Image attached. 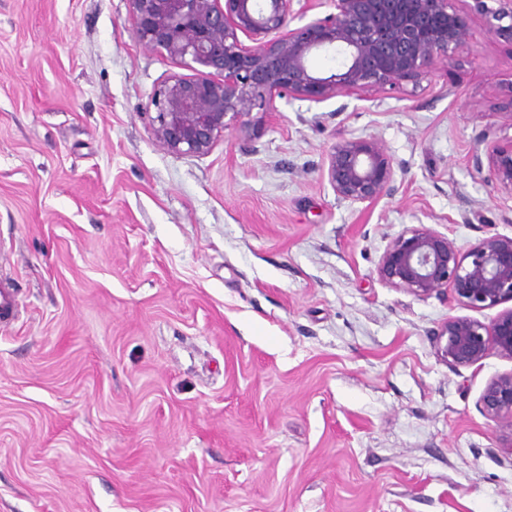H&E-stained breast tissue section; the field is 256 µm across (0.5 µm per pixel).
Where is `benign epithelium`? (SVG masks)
Segmentation results:
<instances>
[{"label": "benign epithelium", "instance_id": "1", "mask_svg": "<svg viewBox=\"0 0 512 512\" xmlns=\"http://www.w3.org/2000/svg\"><path fill=\"white\" fill-rule=\"evenodd\" d=\"M326 3L333 11L292 28L290 19ZM137 39L186 73L171 74L145 113L152 136L167 152L201 156L253 111L275 100L321 102L341 94L382 93L418 86L439 65L451 67L468 41L470 13L489 15V35L512 44V0H127ZM300 3L294 9V3ZM509 19L504 25L502 21ZM334 50L343 69L323 76L312 54ZM475 174L512 195V139L493 128L476 139ZM488 174H483V171ZM325 174L336 196L372 203L395 191L392 159L374 135L335 143ZM376 273L384 285L427 297L446 290L475 310L512 302V236L490 235L461 252L448 235L423 224L396 235ZM441 353L454 368L469 367L491 350L512 359V308L485 323L450 317ZM482 411L512 431V373L490 380Z\"/></svg>", "mask_w": 512, "mask_h": 512}]
</instances>
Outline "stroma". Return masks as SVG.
Here are the masks:
<instances>
[{
    "label": "stroma",
    "instance_id": "35a3bbf8",
    "mask_svg": "<svg viewBox=\"0 0 512 512\" xmlns=\"http://www.w3.org/2000/svg\"><path fill=\"white\" fill-rule=\"evenodd\" d=\"M459 57L179 156L144 117L175 67L127 0H0V512H512V430L479 404L512 359L440 351L496 309L376 275L412 225L512 236L471 163L512 137V44L475 14ZM370 134L396 190L339 200L327 154ZM17 291L10 283L0 281V320L14 319L18 311Z\"/></svg>",
    "mask_w": 512,
    "mask_h": 512
}]
</instances>
